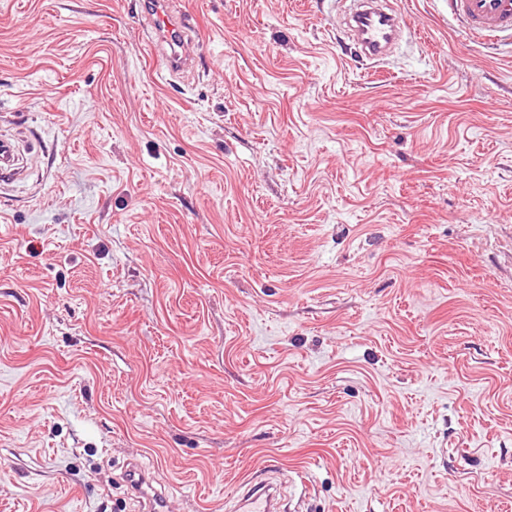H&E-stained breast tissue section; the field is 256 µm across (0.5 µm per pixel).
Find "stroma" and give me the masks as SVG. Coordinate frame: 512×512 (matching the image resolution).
<instances>
[{
  "instance_id": "obj_1",
  "label": "stroma",
  "mask_w": 512,
  "mask_h": 512,
  "mask_svg": "<svg viewBox=\"0 0 512 512\" xmlns=\"http://www.w3.org/2000/svg\"><path fill=\"white\" fill-rule=\"evenodd\" d=\"M0 0V512H512V46L448 0ZM143 13L148 22L150 40L165 60V73L184 71L189 62L183 48L191 34L182 14L175 13L169 0L144 1ZM367 1V2H366ZM354 40L370 58L381 60L398 38L401 23L398 15L378 1H359L352 16ZM126 484L130 496L147 512H175L167 493L157 487L155 477L139 462H132L126 470ZM247 491L238 499V508L232 511L240 512H280L288 511L282 509L281 502H277L272 490V485L263 482H255L249 479L245 483Z\"/></svg>"
}]
</instances>
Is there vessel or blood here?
Returning a JSON list of instances; mask_svg holds the SVG:
<instances>
[{"instance_id":"1","label":"vessel or blood","mask_w":512,"mask_h":512,"mask_svg":"<svg viewBox=\"0 0 512 512\" xmlns=\"http://www.w3.org/2000/svg\"><path fill=\"white\" fill-rule=\"evenodd\" d=\"M450 10L460 21L466 35L476 40L493 41L512 36V0H449ZM143 13L148 34L165 61L169 74L184 71L188 59L183 48L191 34L182 15L176 14L171 0H145ZM354 40L370 58L382 59L398 38V15L384 8L379 0H359L352 16ZM130 496L143 512H175L167 493L158 488L155 477L142 464L130 463L126 470ZM247 490L238 499L239 512H281L270 484L247 480Z\"/></svg>"}]
</instances>
